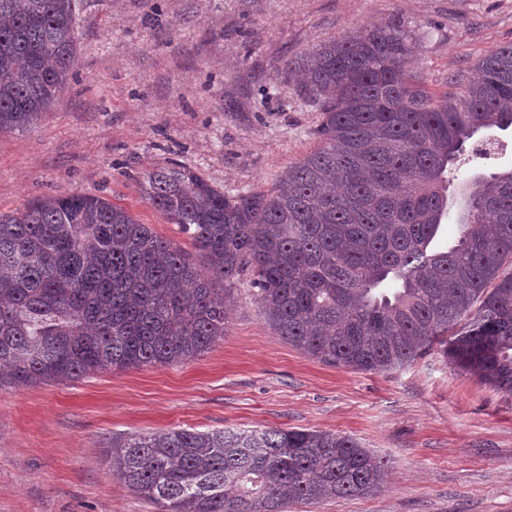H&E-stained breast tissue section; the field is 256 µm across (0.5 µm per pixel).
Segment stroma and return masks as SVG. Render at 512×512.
I'll return each mask as SVG.
<instances>
[{"label": "stroma", "instance_id": "35a3bbf8", "mask_svg": "<svg viewBox=\"0 0 512 512\" xmlns=\"http://www.w3.org/2000/svg\"><path fill=\"white\" fill-rule=\"evenodd\" d=\"M386 25L407 34L430 91L458 94L512 44V0H80L68 88L32 128L0 132V214L80 192L193 252L144 199V172L176 161L230 194L274 188L321 145L286 61ZM511 168L512 130L482 132L448 179ZM270 427L347 435L388 465L373 495L288 512H512V394L441 344L385 372L324 363L278 336L245 285L223 340L197 358L0 388V512H155L112 477L114 437Z\"/></svg>", "mask_w": 512, "mask_h": 512}]
</instances>
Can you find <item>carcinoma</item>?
<instances>
[{"label": "carcinoma", "instance_id": "1", "mask_svg": "<svg viewBox=\"0 0 512 512\" xmlns=\"http://www.w3.org/2000/svg\"><path fill=\"white\" fill-rule=\"evenodd\" d=\"M78 0H0V131H24L72 78ZM396 26L330 39L286 63L322 112V146L269 192L228 195L177 163L143 197L207 267L125 208L79 193L0 215V387L194 359L224 338V297L254 289L303 353L386 371L436 341L461 370L512 393V170L463 181L455 245L430 248L448 178L481 130L512 127V45L435 97ZM112 477L157 512H286L364 497L388 467L350 437L267 428L170 429L112 441Z\"/></svg>", "mask_w": 512, "mask_h": 512}]
</instances>
